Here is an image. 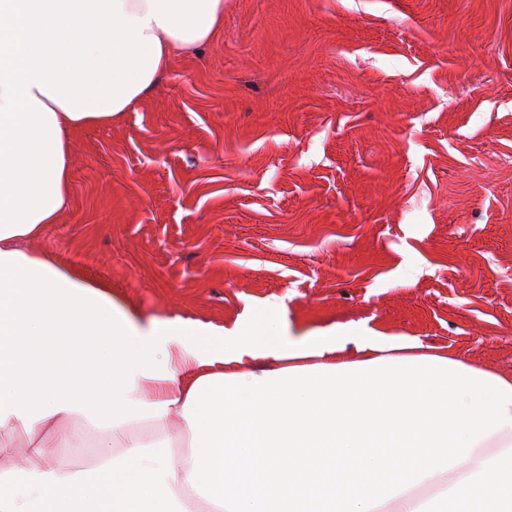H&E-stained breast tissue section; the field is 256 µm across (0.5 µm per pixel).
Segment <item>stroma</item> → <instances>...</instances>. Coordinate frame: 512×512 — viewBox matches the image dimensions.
Wrapping results in <instances>:
<instances>
[{
  "label": "stroma",
  "mask_w": 512,
  "mask_h": 512,
  "mask_svg": "<svg viewBox=\"0 0 512 512\" xmlns=\"http://www.w3.org/2000/svg\"><path fill=\"white\" fill-rule=\"evenodd\" d=\"M71 150L35 247L144 318L353 324L512 375V0H224Z\"/></svg>",
  "instance_id": "obj_1"
}]
</instances>
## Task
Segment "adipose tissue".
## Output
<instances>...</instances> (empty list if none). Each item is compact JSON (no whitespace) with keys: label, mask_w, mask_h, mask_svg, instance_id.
<instances>
[{"label":"adipose tissue","mask_w":512,"mask_h":512,"mask_svg":"<svg viewBox=\"0 0 512 512\" xmlns=\"http://www.w3.org/2000/svg\"><path fill=\"white\" fill-rule=\"evenodd\" d=\"M224 0H0V512H226L188 483L193 434L183 405L206 375L427 354L419 339L349 327L287 336L278 324L230 330L144 319L110 288L73 276L31 241L70 205V131L110 122L147 95L172 58L208 43ZM98 339L111 385L61 379L51 359ZM97 434L74 462L71 421ZM512 447V425L467 460L392 498L413 512Z\"/></svg>","instance_id":"obj_1"}]
</instances>
